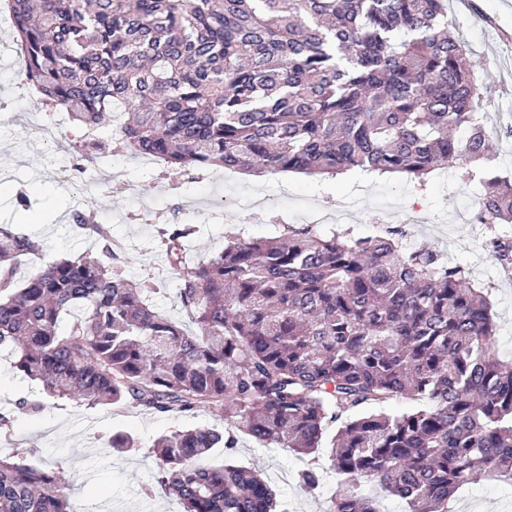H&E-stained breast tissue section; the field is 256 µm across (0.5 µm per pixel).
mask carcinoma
<instances>
[{
    "label": "carcinoma",
    "mask_w": 512,
    "mask_h": 512,
    "mask_svg": "<svg viewBox=\"0 0 512 512\" xmlns=\"http://www.w3.org/2000/svg\"><path fill=\"white\" fill-rule=\"evenodd\" d=\"M18 65L83 132L92 160L122 106L115 151L176 173L254 169L406 173L490 159L475 120L490 91L452 31L448 0H11ZM111 265L60 257L34 277L42 243L0 225V348L52 398L157 414L200 408L233 429L174 430L154 443L157 483L183 512H288L261 470L206 460L237 434L306 459L298 483L339 476L327 512H382L361 481L406 512H451L480 476L512 482V363L497 357L488 289L404 230L354 237L284 226L234 234L190 264L175 227L166 262L182 324L155 311L148 280L118 266L109 224L77 211ZM476 221L512 223V176H494ZM70 317L67 334L57 332ZM393 399L413 403L399 414ZM0 512H69L50 472L0 455Z\"/></svg>",
    "instance_id": "1"
}]
</instances>
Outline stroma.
<instances>
[{"label": "stroma", "instance_id": "stroma-1", "mask_svg": "<svg viewBox=\"0 0 512 512\" xmlns=\"http://www.w3.org/2000/svg\"><path fill=\"white\" fill-rule=\"evenodd\" d=\"M476 2L478 8L472 11L463 0H448V14L468 46L476 75L493 88V105L481 117L493 138L492 158L478 164L467 183L449 164L431 172L422 186L403 173L383 177L359 169L339 176L280 172L258 178L217 169L202 176L193 171L178 174L182 196L177 199L167 197V179L157 163L139 159L123 179H102L103 168L112 162L107 155L85 171L87 179L97 180V188L83 189L64 180L59 155L50 152L48 143L24 120V113L40 107L41 101L30 97L15 57L0 56V97L10 103L9 111L0 112V174L9 176L0 181V224L45 243L42 254L21 256V268L31 275L63 254L100 257V243L71 220L74 211H91L103 216L113 238L125 243V274L137 280L157 277L159 291L152 301L159 312L177 320L182 312L179 285L165 271L163 229L193 225L186 253L190 261L200 262L222 249L229 233L276 237L284 225L298 223L300 216L320 206L342 214L344 226L358 236L377 235L374 221L387 213L404 227L407 250H435L451 264L468 268L475 282L491 286L498 322L496 347L502 361H512V282L500 275L499 264L491 258L493 240L512 242V224L477 225V238L462 240L453 249L448 246L449 225L462 217L474 219L483 177L512 173V138L503 133L512 125V0ZM34 183L45 191L32 196L38 223L26 224L14 208L13 195L20 186ZM256 193L275 197V206L256 213L248 204ZM418 207L447 211V223H413ZM34 399L43 403L39 411L20 408V401ZM0 414L11 419L8 433L0 432V453L55 472L65 484L72 512H181L177 501L154 485V440L176 429L221 431L228 426L221 413L210 409L165 415L130 405L90 407L49 398L38 384L13 369L2 351ZM116 433L131 436L136 448L126 453L112 449L109 439ZM234 457L240 464L262 467L289 512H326L337 475L328 474L322 489L312 494L294 479L302 459L283 449L261 448L243 436ZM451 507L453 512H512V486L477 478L457 492Z\"/></svg>", "mask_w": 512, "mask_h": 512}]
</instances>
